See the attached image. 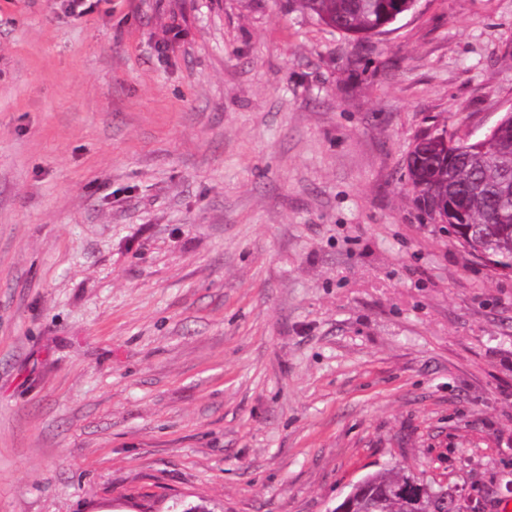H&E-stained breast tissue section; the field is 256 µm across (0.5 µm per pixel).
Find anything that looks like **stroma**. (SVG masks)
<instances>
[{
    "mask_svg": "<svg viewBox=\"0 0 512 512\" xmlns=\"http://www.w3.org/2000/svg\"><path fill=\"white\" fill-rule=\"evenodd\" d=\"M512 110V0H0V512L512 501V275L415 202ZM417 0H299V7L326 27L365 39L413 12ZM420 483L404 468H392L367 475L362 485H354L344 501L333 512H411L409 497L420 498Z\"/></svg>",
    "mask_w": 512,
    "mask_h": 512,
    "instance_id": "obj_1",
    "label": "stroma"
}]
</instances>
